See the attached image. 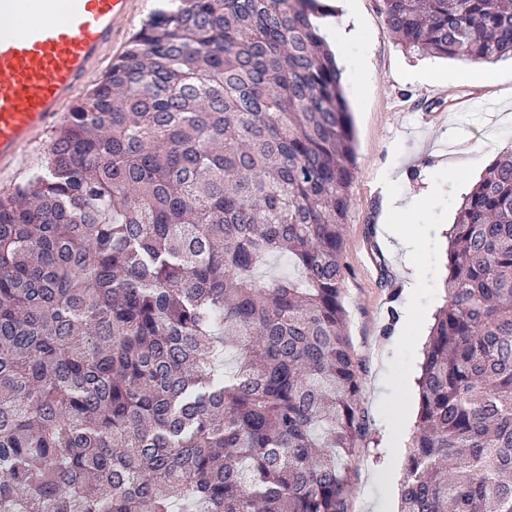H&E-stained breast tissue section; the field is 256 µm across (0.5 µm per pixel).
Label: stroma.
<instances>
[{
	"label": "stroma",
	"mask_w": 512,
	"mask_h": 512,
	"mask_svg": "<svg viewBox=\"0 0 512 512\" xmlns=\"http://www.w3.org/2000/svg\"><path fill=\"white\" fill-rule=\"evenodd\" d=\"M360 44L336 51L351 112L355 177L342 227L340 261L347 334L361 370L358 406L366 434L352 463L350 512H371L383 490L372 468L388 464L385 441L390 402L402 400L420 374L434 315L445 300L447 238L462 188H473L512 144V59L463 64L398 45L381 15V0H358ZM372 82L358 92V66ZM473 94L494 102L496 116L470 113L458 122L454 101ZM440 188L434 204L418 197ZM413 199L398 231L417 245L415 265L384 231L386 196ZM412 326H402L403 317Z\"/></svg>",
	"instance_id": "1"
}]
</instances>
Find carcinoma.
I'll list each match as a JSON object with an SVG mask.
<instances>
[{
  "instance_id": "carcinoma-1",
  "label": "carcinoma",
  "mask_w": 512,
  "mask_h": 512,
  "mask_svg": "<svg viewBox=\"0 0 512 512\" xmlns=\"http://www.w3.org/2000/svg\"><path fill=\"white\" fill-rule=\"evenodd\" d=\"M320 0H163L0 194V512H348L355 156ZM512 57V0H382ZM299 277L260 284L273 255ZM401 512H512V152L457 212ZM233 368H223L226 353Z\"/></svg>"
}]
</instances>
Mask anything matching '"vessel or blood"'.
<instances>
[{
    "instance_id": "b4317fda",
    "label": "vessel or blood",
    "mask_w": 512,
    "mask_h": 512,
    "mask_svg": "<svg viewBox=\"0 0 512 512\" xmlns=\"http://www.w3.org/2000/svg\"><path fill=\"white\" fill-rule=\"evenodd\" d=\"M130 2L0 0L1 176L73 107Z\"/></svg>"
}]
</instances>
